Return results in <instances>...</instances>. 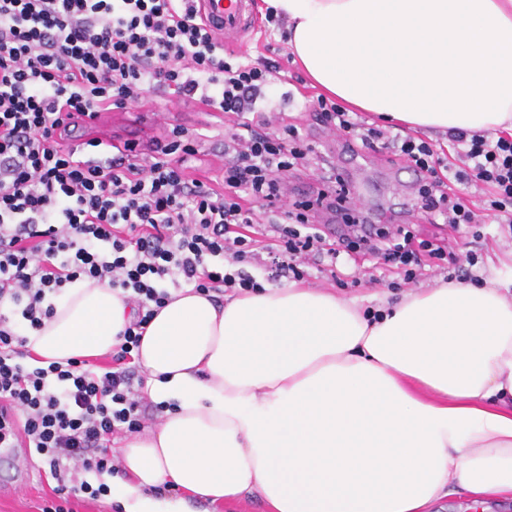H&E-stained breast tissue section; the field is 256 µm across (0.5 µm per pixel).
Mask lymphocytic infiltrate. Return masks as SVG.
Wrapping results in <instances>:
<instances>
[{
    "mask_svg": "<svg viewBox=\"0 0 512 512\" xmlns=\"http://www.w3.org/2000/svg\"><path fill=\"white\" fill-rule=\"evenodd\" d=\"M196 2L0 0V447L21 437L42 458L56 482L54 512L77 495L105 496L112 436L141 429L149 404L127 361L171 291L257 288L245 266L258 261L271 279L301 278L312 258L332 267L345 250L402 267L414 282L429 247L405 228L365 229L336 244L308 212L353 223L342 187L285 202L284 181L307 156L298 129L273 135L267 120L249 118L274 70L225 61ZM148 87L175 88L234 116L223 190L188 176L197 150L180 126L145 164L133 151L96 163L67 149L103 106L125 109ZM309 109L347 133L348 146L384 144L424 172L417 206L431 222L460 235L487 215L512 224V136L449 133L456 159L447 163L427 140L366 126L329 99L310 101ZM462 185L484 190L481 209L470 207ZM247 195L270 211L275 238L263 259L246 233L256 222ZM80 279L122 289L136 309L113 368L96 372L78 358L31 365L27 331L42 327L52 297Z\"/></svg>",
    "mask_w": 512,
    "mask_h": 512,
    "instance_id": "obj_1",
    "label": "lymphocytic infiltrate"
}]
</instances>
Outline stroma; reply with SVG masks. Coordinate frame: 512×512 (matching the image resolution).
<instances>
[{
    "instance_id": "35a3bbf8",
    "label": "stroma",
    "mask_w": 512,
    "mask_h": 512,
    "mask_svg": "<svg viewBox=\"0 0 512 512\" xmlns=\"http://www.w3.org/2000/svg\"><path fill=\"white\" fill-rule=\"evenodd\" d=\"M257 25L235 49L236 55L264 62L279 68L282 74L299 72L293 53L282 29L266 20L264 0H254ZM286 83H277L263 89L255 107L260 112H275L273 132H280L283 124H294L314 150L318 162L300 172L301 182L317 185L320 177L341 172L350 189L351 206L356 214L370 223L394 227L409 226L417 240H426L440 247L449 258L442 266L426 268L417 285L404 283L401 271L394 267H375L371 257L341 255L335 273L311 271L305 278L309 285L336 293L362 308L374 307L375 297L395 301L414 287L429 288L440 283L455 265L464 264L467 251H474L478 263L473 274L512 280V226L487 223L480 225L481 235L467 246L457 244L456 235L448 225L430 223L427 215L413 205L414 175L404 162H390L386 149L360 150L358 158H351L343 150V138H330L326 129L316 124L312 113L302 108L305 97L318 96L311 82H304L299 94L289 92ZM143 104L155 111L157 139H165L172 126L186 127L194 139L197 157L202 165L195 176L212 188H220L224 173V135L234 125L232 117L213 122L208 114H184L183 106L172 90L148 88L143 92ZM37 456L27 449L16 451L15 460L0 459V512H42L51 497L50 486L41 481Z\"/></svg>"
}]
</instances>
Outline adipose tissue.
<instances>
[{
    "mask_svg": "<svg viewBox=\"0 0 512 512\" xmlns=\"http://www.w3.org/2000/svg\"><path fill=\"white\" fill-rule=\"evenodd\" d=\"M313 86L412 129L512 134V0H266ZM27 346L102 357L134 311L65 288ZM162 407L110 478L123 512L255 493L265 512H434L512 498V287L446 281L364 312L302 282L185 288L133 352ZM176 498L159 496L162 488Z\"/></svg>",
    "mask_w": 512,
    "mask_h": 512,
    "instance_id": "1",
    "label": "adipose tissue"
}]
</instances>
